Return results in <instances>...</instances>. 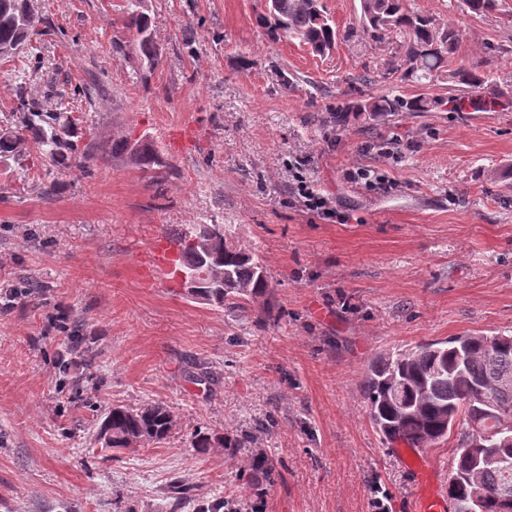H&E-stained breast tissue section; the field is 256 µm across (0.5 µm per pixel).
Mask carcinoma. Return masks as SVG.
<instances>
[{
  "label": "carcinoma",
  "mask_w": 512,
  "mask_h": 512,
  "mask_svg": "<svg viewBox=\"0 0 512 512\" xmlns=\"http://www.w3.org/2000/svg\"><path fill=\"white\" fill-rule=\"evenodd\" d=\"M28 0H0V58L13 56L12 49L25 48L39 32L43 19L30 11ZM125 27L136 35L135 45L148 65L161 56L152 40L149 21L140 11L141 0H130ZM460 8L479 16H507L503 0H460ZM270 33L279 39L295 37L324 55L336 48L339 31L326 14L320 0H266V14L260 17ZM356 23L375 42L400 39L404 49L399 60L388 65V73L416 83H431L444 77L458 91L452 97L453 109L466 107L492 109L499 104L496 95L473 98L470 93L488 85L489 75L477 65L455 61L459 33L453 22L442 25L426 14L408 7L407 0H360ZM441 104L438 99L379 96L362 98L336 112V126L350 118L368 122L394 117L401 112H428ZM14 125L0 132V162L20 156L19 147L30 135L46 162L81 168L93 160L78 145L76 122L65 112H39L19 103ZM112 154L123 157L150 179L169 167L146 137L127 135L112 138ZM184 263L180 270L203 266L208 279L190 292L204 304L234 309L248 301L267 309L269 288L265 269L255 253L241 244L228 224H191L179 238ZM512 335H478L461 347L458 337L433 341L416 347L380 354L369 363L361 384L370 417L376 430L390 445L432 449L456 434L452 466L448 476V501L462 505L480 491L482 512H506L503 492L512 490V468L478 466L475 456L491 453L512 460V440H488L484 448L472 444L477 432L487 433L512 426ZM170 410L162 404H146L135 409L116 406L104 418L98 437L105 449L130 448L166 440L173 429ZM250 435H195L193 449L207 455L213 448H244ZM248 469L268 478L274 464L262 454L252 455Z\"/></svg>",
  "instance_id": "cac0c4a2"
}]
</instances>
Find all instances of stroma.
<instances>
[{
	"mask_svg": "<svg viewBox=\"0 0 512 512\" xmlns=\"http://www.w3.org/2000/svg\"><path fill=\"white\" fill-rule=\"evenodd\" d=\"M322 5L341 34L324 56L272 39L265 0H143L162 50L150 68L128 0H35L43 31L0 58V126L28 95L71 112L99 157L86 172L37 166L28 140L0 175V288L42 286L0 309V512H166L178 485L184 512L218 496L247 512H369L378 490L388 512H412L413 475L371 424L361 378L381 353L512 334V25L411 0L455 23L458 61L489 74L500 106L339 127L362 95L452 91L388 75L398 46L355 28L360 0ZM117 133L146 136L171 171L151 181L101 154ZM358 168L388 188L350 182ZM300 175L345 223L302 210ZM188 224L233 226L267 270V314L143 286L137 261ZM148 403L172 411L170 437L104 460L106 412ZM245 429L275 466L256 489L237 479L248 451L192 448L196 433Z\"/></svg>",
	"mask_w": 512,
	"mask_h": 512,
	"instance_id": "stroma-1",
	"label": "stroma"
}]
</instances>
